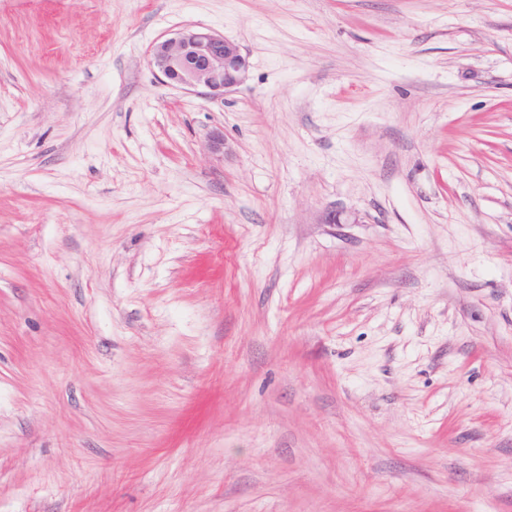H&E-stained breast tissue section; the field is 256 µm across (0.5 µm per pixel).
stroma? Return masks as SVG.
<instances>
[{"instance_id": "1", "label": "stroma", "mask_w": 512, "mask_h": 512, "mask_svg": "<svg viewBox=\"0 0 512 512\" xmlns=\"http://www.w3.org/2000/svg\"><path fill=\"white\" fill-rule=\"evenodd\" d=\"M0 512H512V0H0ZM149 65L167 84L200 93L209 99L242 85L249 62L240 47L215 31L185 27L157 40L149 51Z\"/></svg>"}]
</instances>
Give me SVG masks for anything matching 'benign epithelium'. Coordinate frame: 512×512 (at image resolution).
<instances>
[{
	"label": "benign epithelium",
	"mask_w": 512,
	"mask_h": 512,
	"mask_svg": "<svg viewBox=\"0 0 512 512\" xmlns=\"http://www.w3.org/2000/svg\"><path fill=\"white\" fill-rule=\"evenodd\" d=\"M149 65L167 84L200 93L209 99L242 85L249 62L240 47L215 31L185 27L156 41L149 51Z\"/></svg>",
	"instance_id": "1"
}]
</instances>
